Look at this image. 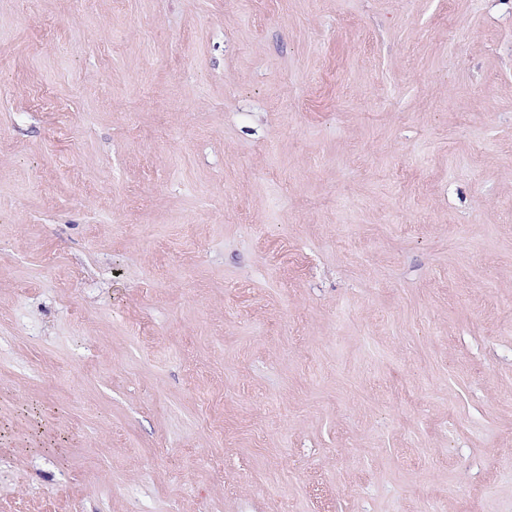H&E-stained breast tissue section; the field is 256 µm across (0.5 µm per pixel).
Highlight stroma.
<instances>
[{
    "label": "stroma",
    "instance_id": "35a3bbf8",
    "mask_svg": "<svg viewBox=\"0 0 512 512\" xmlns=\"http://www.w3.org/2000/svg\"><path fill=\"white\" fill-rule=\"evenodd\" d=\"M0 512H512V0H0Z\"/></svg>",
    "mask_w": 512,
    "mask_h": 512
}]
</instances>
